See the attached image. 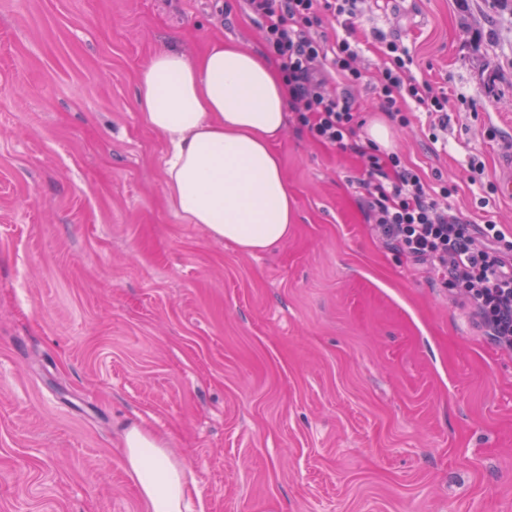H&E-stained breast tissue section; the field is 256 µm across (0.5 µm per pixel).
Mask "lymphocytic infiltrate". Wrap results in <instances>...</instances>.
<instances>
[{"label":"lymphocytic infiltrate","instance_id":"1","mask_svg":"<svg viewBox=\"0 0 512 512\" xmlns=\"http://www.w3.org/2000/svg\"><path fill=\"white\" fill-rule=\"evenodd\" d=\"M261 24L263 40L279 60L300 123L323 145L347 150L363 121L351 97L363 71L348 40L327 45L315 37L325 17L350 20L358 0H244ZM375 89L384 112L411 122L414 102L432 127L448 125V96L410 75L412 62L397 42L386 44ZM363 205L387 243L406 258L430 264L454 298L472 312L501 348L512 349V239L493 222L474 224L449 213L447 185L424 183L398 153L369 144L363 154Z\"/></svg>","mask_w":512,"mask_h":512}]
</instances>
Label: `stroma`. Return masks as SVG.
I'll return each mask as SVG.
<instances>
[{"mask_svg":"<svg viewBox=\"0 0 512 512\" xmlns=\"http://www.w3.org/2000/svg\"><path fill=\"white\" fill-rule=\"evenodd\" d=\"M350 28L364 121L380 34L448 95L444 146L415 120L393 151L512 237V15L362 0ZM218 38L266 49L242 0H0V512H143L123 448L143 424L198 512H512V351L379 239L358 153L288 112L296 221L261 254L168 206L137 76Z\"/></svg>","mask_w":512,"mask_h":512,"instance_id":"stroma-1","label":"stroma"}]
</instances>
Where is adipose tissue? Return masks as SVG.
Wrapping results in <instances>:
<instances>
[{
  "label": "adipose tissue",
  "instance_id": "adipose-tissue-1",
  "mask_svg": "<svg viewBox=\"0 0 512 512\" xmlns=\"http://www.w3.org/2000/svg\"><path fill=\"white\" fill-rule=\"evenodd\" d=\"M136 99L169 148L163 185L178 216L249 254L287 239L295 200L273 145L288 88L272 61L220 39L194 58L163 51L140 72ZM124 444L145 512H188L196 483L186 465L140 426L125 429Z\"/></svg>",
  "mask_w": 512,
  "mask_h": 512
}]
</instances>
